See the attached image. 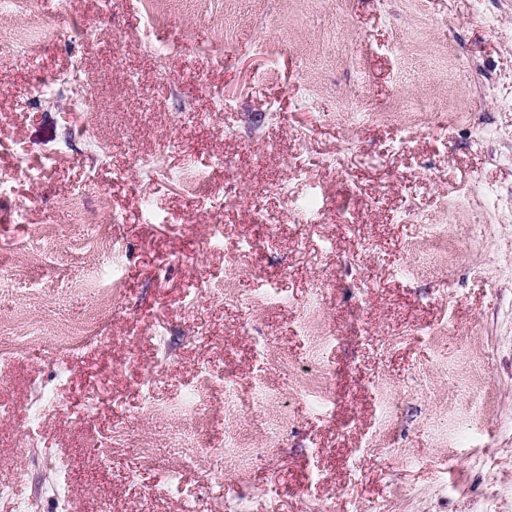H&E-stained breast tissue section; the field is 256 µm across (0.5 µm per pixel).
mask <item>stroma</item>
<instances>
[{
    "label": "stroma",
    "mask_w": 512,
    "mask_h": 512,
    "mask_svg": "<svg viewBox=\"0 0 512 512\" xmlns=\"http://www.w3.org/2000/svg\"><path fill=\"white\" fill-rule=\"evenodd\" d=\"M32 16L98 38L0 42V512H57L60 484L68 512H512V0H0V30ZM106 29L136 37L121 65ZM56 72L65 94L29 102ZM86 128L107 159L63 150ZM200 169L237 194L188 193ZM92 267L107 299L71 288ZM96 312L100 340L57 345ZM312 316L338 340L315 348ZM206 370L235 383L247 472L218 454L224 394L175 409ZM200 419L186 468L171 435Z\"/></svg>",
    "instance_id": "1"
}]
</instances>
